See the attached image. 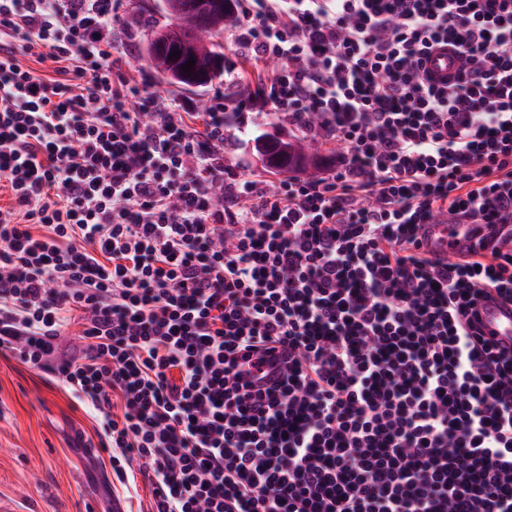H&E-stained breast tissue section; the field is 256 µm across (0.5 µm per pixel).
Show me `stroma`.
Masks as SVG:
<instances>
[{
  "label": "stroma",
  "mask_w": 512,
  "mask_h": 512,
  "mask_svg": "<svg viewBox=\"0 0 512 512\" xmlns=\"http://www.w3.org/2000/svg\"><path fill=\"white\" fill-rule=\"evenodd\" d=\"M162 0H123L112 37L118 66L131 85L157 98L195 107V127L223 99L224 164L267 189L286 173L263 167L257 138L295 136L287 117L244 107L263 63L236 51L223 35L224 71L202 87H179L157 77L145 53L154 29L168 24ZM98 416L75 401L59 379L30 368L17 354L0 352V507L6 512H149L152 491L121 484L107 454L99 450Z\"/></svg>",
  "instance_id": "obj_1"
}]
</instances>
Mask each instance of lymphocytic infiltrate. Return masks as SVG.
<instances>
[{
  "label": "lymphocytic infiltrate",
  "mask_w": 512,
  "mask_h": 512,
  "mask_svg": "<svg viewBox=\"0 0 512 512\" xmlns=\"http://www.w3.org/2000/svg\"><path fill=\"white\" fill-rule=\"evenodd\" d=\"M121 4L0 0V350L95 407L151 512H512V350L477 311L512 300V0H236L247 105L338 145L268 190L225 167L223 102L200 131L129 85ZM445 216L489 235L432 259ZM427 76L435 83L442 84L455 73L456 66L453 58V51L448 46L436 48L432 51L424 64ZM83 321L78 320L76 316V321L73 322L71 320V324L67 326L59 336L55 340V348H56V356L58 360L62 359H71L80 354L83 344L85 340L82 335V326Z\"/></svg>",
  "instance_id": "f902f5d3"
}]
</instances>
